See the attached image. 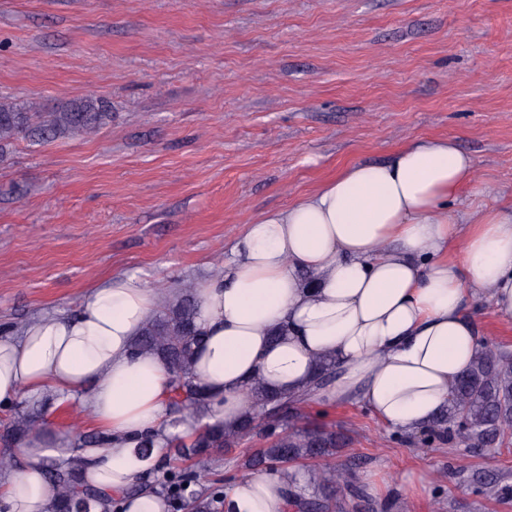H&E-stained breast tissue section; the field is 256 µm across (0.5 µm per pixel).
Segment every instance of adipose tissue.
<instances>
[{"label":"adipose tissue","mask_w":512,"mask_h":512,"mask_svg":"<svg viewBox=\"0 0 512 512\" xmlns=\"http://www.w3.org/2000/svg\"><path fill=\"white\" fill-rule=\"evenodd\" d=\"M473 161L449 139L425 138L383 163H357L287 208L246 224L228 269L198 283L206 337L193 370L211 413L233 426L261 379L294 395L318 360L336 374L319 398L361 400L385 425L417 433L448 407L481 331L469 313L487 297L512 321V206L454 209L473 184ZM161 295L133 273L100 281L76 315L48 314L20 336H0V405L51 389L76 398L108 439L86 448L83 474L103 496L92 512L142 474L134 453L147 434L169 435L172 374L132 344ZM40 437L21 448L6 512H50ZM288 481L253 476L232 488L228 512H288Z\"/></svg>","instance_id":"adipose-tissue-1"}]
</instances>
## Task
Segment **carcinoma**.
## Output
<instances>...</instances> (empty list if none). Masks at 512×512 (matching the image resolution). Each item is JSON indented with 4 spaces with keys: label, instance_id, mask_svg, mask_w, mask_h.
Returning a JSON list of instances; mask_svg holds the SVG:
<instances>
[{
    "label": "carcinoma",
    "instance_id": "carcinoma-1",
    "mask_svg": "<svg viewBox=\"0 0 512 512\" xmlns=\"http://www.w3.org/2000/svg\"><path fill=\"white\" fill-rule=\"evenodd\" d=\"M110 105L98 98L64 103L42 113L33 106L0 100V145L20 137L46 139L57 134L93 131L110 117ZM177 300L163 305L142 326L133 342L135 353L149 352L171 368V406L177 410L202 413L210 409L206 392L192 367L203 336L197 326L199 297L196 285L183 280L176 284ZM335 372L329 357L319 360L312 384L302 394L289 396L271 390L259 379L250 384L252 405L235 428L217 420L189 444L181 438L165 437L167 453L150 468L161 474L165 506L171 512H218L224 506V492L215 488L201 495L193 486L208 461L232 448L260 422L264 428L280 430L266 448H258L245 465L288 476V498L300 512H335L337 494L353 488L352 474L335 463L337 449L345 435L335 426L310 427L302 404L326 387ZM442 427L448 441L468 448L512 447V353L498 346L480 343L472 363L451 387L446 416L433 423ZM39 433L36 403L26 399L16 404L14 414L3 424L0 440L20 447ZM99 434H74L71 451L101 446ZM176 460H192L195 469H177ZM77 457L46 458L42 461L52 488V512H91L99 493L82 484Z\"/></svg>",
    "mask_w": 512,
    "mask_h": 512
}]
</instances>
